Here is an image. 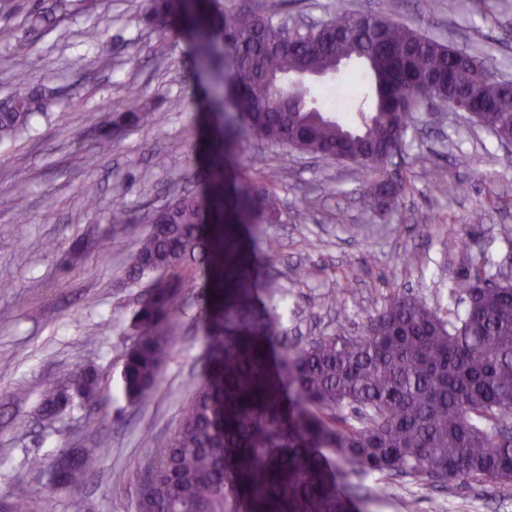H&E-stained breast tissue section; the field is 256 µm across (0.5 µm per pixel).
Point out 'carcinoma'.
Returning a JSON list of instances; mask_svg holds the SVG:
<instances>
[{
	"label": "carcinoma",
	"instance_id": "obj_1",
	"mask_svg": "<svg viewBox=\"0 0 512 512\" xmlns=\"http://www.w3.org/2000/svg\"><path fill=\"white\" fill-rule=\"evenodd\" d=\"M153 23L183 25L197 64L210 73L211 109L224 116L222 139L210 148L208 190L179 193L160 206L170 224L149 227L130 253L125 280L147 282L129 323L131 345L120 372L133 403L159 382L188 300L200 301L207 327V371L181 410L175 429L152 437L153 452L136 472L139 512H353L339 489L351 476H377L378 491L408 478L419 486L490 482L512 500V279L489 275L454 244L451 295L468 299L444 318L416 295L397 294L369 317L359 336L288 341L275 301L252 303L253 266L241 230L278 224L283 202L253 173L229 180L234 140L252 136L326 159L358 164L378 210L409 188L384 178L392 149L405 138L408 101L435 96L464 104L499 137L512 135V81L487 63L445 46L386 14L344 7L299 35L271 14L224 11L220 0H161ZM374 63V99L350 127L311 103L301 70L328 74L336 60ZM129 111L107 114L94 148L110 150V128L145 124L152 113L130 93ZM47 107L15 75L0 105V142ZM105 238H82L72 257L104 250ZM91 363L61 371L45 390L39 416L53 422L102 401ZM62 471L81 485L95 454L73 449Z\"/></svg>",
	"mask_w": 512,
	"mask_h": 512
}]
</instances>
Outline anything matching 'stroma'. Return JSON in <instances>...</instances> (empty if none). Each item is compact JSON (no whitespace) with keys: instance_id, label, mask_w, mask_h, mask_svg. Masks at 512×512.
I'll return each instance as SVG.
<instances>
[{"instance_id":"obj_1","label":"stroma","mask_w":512,"mask_h":512,"mask_svg":"<svg viewBox=\"0 0 512 512\" xmlns=\"http://www.w3.org/2000/svg\"><path fill=\"white\" fill-rule=\"evenodd\" d=\"M355 13L388 12L455 49L483 57L495 78L512 80V0H224L228 11L253 10L315 22L337 4ZM50 24L31 32L29 14ZM28 41L45 67L31 90L56 89L46 116L0 143V512L22 496L36 512H137L133 474L150 455L151 435L175 426L201 380L207 358L205 326L185 316L159 385L128 403L119 391L128 323L144 288L123 286L126 256L149 226L154 208L172 193L206 187L205 155L223 127L209 108L211 82L197 69L185 35H161L148 0H71L59 18L56 0H0V103L14 92L25 60L13 53ZM108 45V63L97 53ZM152 109L151 123L125 131L105 155L92 153L93 129L104 113L127 108L131 89ZM389 173H404L412 190L391 207L366 209L370 185L359 166L241 139L238 168L263 159L269 176L287 169L278 192L286 213L247 239L258 264L257 291L278 283L290 336L360 334L369 315L392 294H414L447 316L464 305L449 293L448 243L485 255L491 274H512V146L474 125L463 112L420 108ZM196 136L187 139L188 126ZM468 183L458 195L435 183L434 168ZM99 188L98 212L84 210L82 187ZM122 198L132 221L112 225V201ZM118 241L105 255L69 264L76 237L88 231ZM57 248L47 253L44 240ZM275 246L279 261L262 258ZM336 297L327 304L325 295ZM93 362L105 390L90 411L48 426L38 416L57 373ZM74 448H91L96 464L76 488L44 486L40 467ZM354 512H512L491 483L419 487L399 479L388 494L368 478L353 496Z\"/></svg>"}]
</instances>
